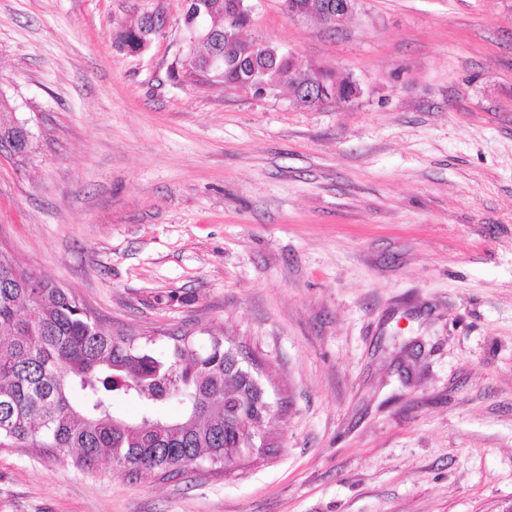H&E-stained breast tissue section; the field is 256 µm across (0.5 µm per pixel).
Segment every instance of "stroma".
<instances>
[{"label":"stroma","mask_w":512,"mask_h":512,"mask_svg":"<svg viewBox=\"0 0 512 512\" xmlns=\"http://www.w3.org/2000/svg\"><path fill=\"white\" fill-rule=\"evenodd\" d=\"M243 34L353 78L316 107L192 85L185 0H0V249L115 332L256 360L266 453L163 479L0 447V512L512 505V0H360ZM144 50L116 41L144 15ZM358 0H306L296 5L290 14L294 17H315L325 27L340 28L356 12ZM8 136L15 141V147L18 152V158H26L31 149L32 132L27 124L17 122L16 120L10 122H0V136Z\"/></svg>","instance_id":"stroma-1"}]
</instances>
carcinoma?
Returning <instances> with one entry per match:
<instances>
[{
	"instance_id": "carcinoma-1",
	"label": "carcinoma",
	"mask_w": 512,
	"mask_h": 512,
	"mask_svg": "<svg viewBox=\"0 0 512 512\" xmlns=\"http://www.w3.org/2000/svg\"><path fill=\"white\" fill-rule=\"evenodd\" d=\"M209 15L215 38L189 47L178 78L202 71L216 53L220 70L210 86L253 88L258 79L271 88L288 86L306 107L321 103L320 93L351 92L349 80L329 69L310 72L296 86L288 81V58L253 51V41L224 36V0H196ZM146 20L116 33L132 52L143 50ZM15 141L18 158L31 149L30 128L0 122V135ZM165 358L145 345L112 332L96 313L66 288L19 265L0 251V446L45 449L72 456L75 465L92 468L108 461L134 475L180 472L187 462L207 460L229 471L245 457L238 446L239 423L225 416L230 403L255 401L237 350L213 336L200 352L186 332H173ZM123 396L163 406L172 399L184 417L161 421L145 415L133 423L112 413V398Z\"/></svg>"
}]
</instances>
